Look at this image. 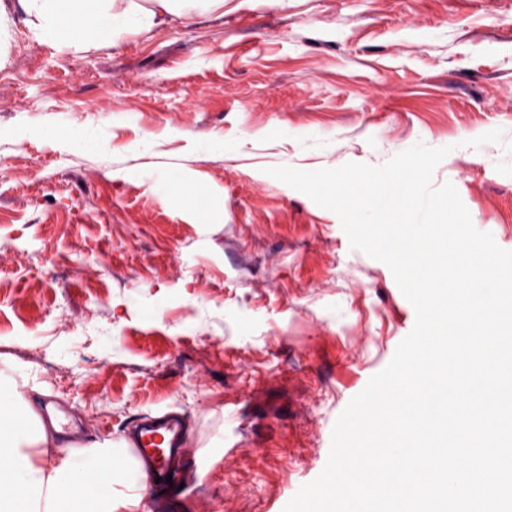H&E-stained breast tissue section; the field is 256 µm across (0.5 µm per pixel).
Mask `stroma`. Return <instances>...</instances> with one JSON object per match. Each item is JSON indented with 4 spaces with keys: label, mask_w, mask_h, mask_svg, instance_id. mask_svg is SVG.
I'll use <instances>...</instances> for the list:
<instances>
[{
    "label": "stroma",
    "mask_w": 512,
    "mask_h": 512,
    "mask_svg": "<svg viewBox=\"0 0 512 512\" xmlns=\"http://www.w3.org/2000/svg\"><path fill=\"white\" fill-rule=\"evenodd\" d=\"M1 13L0 363L65 406L82 445H122L139 414L178 407L208 455L184 468L190 512H282L412 313L387 265L267 170L512 130V0H224L77 51L39 44L15 0ZM274 125L338 148L268 146ZM88 126L99 152L74 151ZM207 137L242 147L203 156ZM492 154L444 158L432 183L512 250V176ZM148 162L209 208L155 190Z\"/></svg>",
    "instance_id": "stroma-1"
}]
</instances>
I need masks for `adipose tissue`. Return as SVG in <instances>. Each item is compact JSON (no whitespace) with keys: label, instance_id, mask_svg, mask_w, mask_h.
<instances>
[{"label":"adipose tissue","instance_id":"ef3b65f1","mask_svg":"<svg viewBox=\"0 0 512 512\" xmlns=\"http://www.w3.org/2000/svg\"><path fill=\"white\" fill-rule=\"evenodd\" d=\"M31 17L38 40L69 49L87 36L112 41L160 25L185 13L181 0H151L143 7L128 0L116 9L114 0H18ZM59 428L46 425L30 399L19 392L13 376L0 370V447L13 449L0 466V512H36L49 497L48 512H118L116 495L142 498L146 480L136 467L126 465L116 449L93 444L68 452L61 466L44 470L38 449L59 445Z\"/></svg>","mask_w":512,"mask_h":512}]
</instances>
